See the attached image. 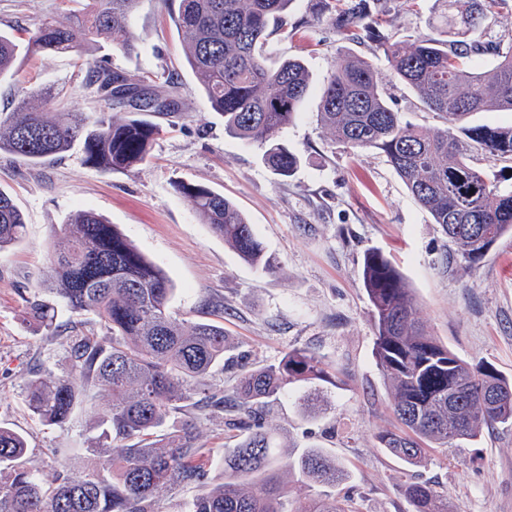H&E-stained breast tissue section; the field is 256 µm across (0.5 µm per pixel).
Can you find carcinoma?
<instances>
[{
  "instance_id": "1",
  "label": "carcinoma",
  "mask_w": 512,
  "mask_h": 512,
  "mask_svg": "<svg viewBox=\"0 0 512 512\" xmlns=\"http://www.w3.org/2000/svg\"><path fill=\"white\" fill-rule=\"evenodd\" d=\"M72 23L44 19L26 39L0 31V78L23 60L71 53L87 61L84 85L104 103L95 118L67 97H32L0 113V151L40 165L74 147L86 164L103 172L130 171L147 159L159 127L131 109L126 95L148 94L143 80L94 62L106 45L135 48L128 20L140 0H93ZM293 0H180L175 25L185 37L187 65L224 130L263 149L265 164L291 177L301 159L280 140L310 89L305 61L270 65V36L288 25ZM446 38L392 40L372 19L381 0H319L345 42L363 40L387 61L389 76L405 85L420 108L443 127L424 128L394 110L383 74L345 47L321 89L318 116L333 142L354 151L386 155L418 203L452 244L447 259L473 269L512 231V174L490 175L471 161L480 152L512 163V125L468 126L477 112H512V43L474 33L497 22L505 0H438ZM203 223L254 265L266 266L262 242L243 211L224 194L180 183ZM64 241L29 302L28 317L50 328L60 310L93 316L104 336H80L70 346L74 376L35 377L26 383L29 410L41 422L62 427L82 398L107 402L100 437L88 448L91 468L63 466L46 484L27 466L19 432L0 426V512H155V493L179 483L198 489L190 512H286L281 475L305 488L336 485L345 475L336 457L319 447L283 451L262 418L225 424L244 437L224 453V482L207 479L205 463L185 426L168 424L191 394L220 411L262 409L297 382H332L330 367L315 353L294 349L279 363L246 370L226 394L209 391L206 379L224 361V328L184 323L168 312L172 281L114 224L91 210L75 211L62 228ZM25 233L21 211L0 191V249ZM362 285L375 327L374 358L390 390L400 428L378 434L392 456L421 463L430 448L472 442L485 430L512 425V382L491 365H472L424 330L400 271L379 250L364 255ZM403 494L414 512H451L448 499L423 482ZM298 512H351L335 497L317 493Z\"/></svg>"
}]
</instances>
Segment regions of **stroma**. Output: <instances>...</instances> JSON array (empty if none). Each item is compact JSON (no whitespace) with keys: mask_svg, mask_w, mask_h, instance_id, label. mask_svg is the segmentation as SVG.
Wrapping results in <instances>:
<instances>
[{"mask_svg":"<svg viewBox=\"0 0 512 512\" xmlns=\"http://www.w3.org/2000/svg\"><path fill=\"white\" fill-rule=\"evenodd\" d=\"M87 0H0V29H29L45 18L65 20ZM316 0H293L292 38L276 34L272 62L301 57L311 89L282 140L301 164L290 178L275 175L256 145L229 136L183 55L184 36L162 0H142L128 21L137 48L112 46L100 54L108 66L138 75L151 90L175 89L176 112L157 117L160 132L148 160L129 172L105 173L85 165L79 150L28 166L0 152V190L21 210L25 236L0 250V426L27 440L28 465L50 481L58 462L76 456L95 436L102 405L89 401L63 427L38 420L24 401L37 376L67 378L69 344L87 326L60 312L50 332L31 323L27 301L61 244V226L79 209L95 211L120 230L174 285L171 312L192 322L223 326L231 343L214 369L211 389H232L240 374L278 363L290 350L307 349L335 373L334 383L298 384L264 413L266 425L290 448L317 445L346 468L337 496L354 512H411L402 489L430 482L453 512H512V426L484 432L477 441L431 449L422 464L406 466L381 447L391 429L388 390L373 356L375 331L362 287L366 249L389 257L407 279L427 332L460 358L492 364L512 380V234L501 237L476 269L449 263L448 238L408 191L386 156L332 144L317 122L321 87L341 41ZM437 0H394L387 28L410 40L439 37ZM87 65L66 54L24 60L14 78L0 82V112L27 95L61 92L95 114L99 105L82 85ZM180 182L224 193L247 216L265 246L269 271L245 262L202 224ZM321 404L317 418L302 413L305 395ZM176 422L191 424L210 482L224 480V451L237 431L224 417L185 402Z\"/></svg>","mask_w":512,"mask_h":512,"instance_id":"obj_1","label":"stroma"}]
</instances>
